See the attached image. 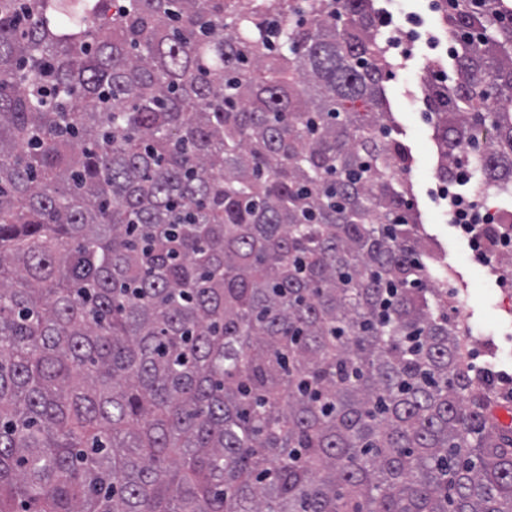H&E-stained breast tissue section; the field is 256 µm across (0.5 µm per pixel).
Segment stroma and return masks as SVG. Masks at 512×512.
Listing matches in <instances>:
<instances>
[{"mask_svg": "<svg viewBox=\"0 0 512 512\" xmlns=\"http://www.w3.org/2000/svg\"><path fill=\"white\" fill-rule=\"evenodd\" d=\"M397 18L414 13L421 17L422 37L412 48L408 61L397 65L394 76L386 82V96L395 121L394 137L411 150L413 171L410 175L412 192L417 204L420 222L435 243L451 280H454L462 300L469 311L468 324L475 342L471 350V365L482 372L486 380L483 390L496 404L512 402V290L500 288L505 276L502 262L484 266L482 286L484 298L475 301L472 288V251L449 222L448 203L439 199L436 189L438 178L420 179L422 166H437L438 151L432 124L425 116L428 112L423 94V83L428 78V64L440 62L446 77H453L452 60L445 49L428 48L424 34L439 35L444 27L428 9V0H395Z\"/></svg>", "mask_w": 512, "mask_h": 512, "instance_id": "1", "label": "stroma"}]
</instances>
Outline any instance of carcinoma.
Returning <instances> with one entry per match:
<instances>
[{
    "label": "carcinoma",
    "instance_id": "cac0c4a2",
    "mask_svg": "<svg viewBox=\"0 0 512 512\" xmlns=\"http://www.w3.org/2000/svg\"><path fill=\"white\" fill-rule=\"evenodd\" d=\"M425 86L512 185V18ZM373 0H0V512H512Z\"/></svg>",
    "mask_w": 512,
    "mask_h": 512
}]
</instances>
